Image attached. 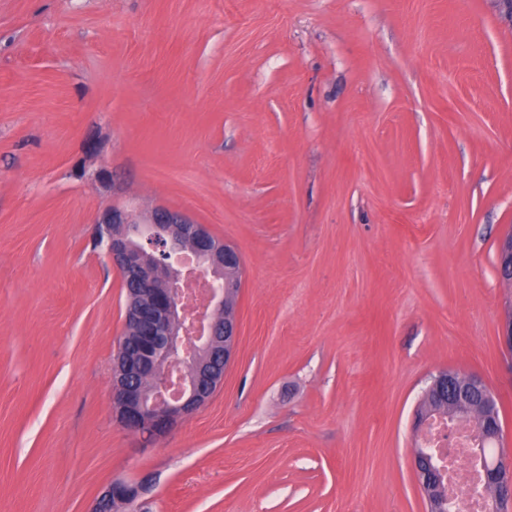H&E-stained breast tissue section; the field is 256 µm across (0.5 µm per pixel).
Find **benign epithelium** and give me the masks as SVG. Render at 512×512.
<instances>
[{
  "label": "benign epithelium",
  "instance_id": "obj_1",
  "mask_svg": "<svg viewBox=\"0 0 512 512\" xmlns=\"http://www.w3.org/2000/svg\"><path fill=\"white\" fill-rule=\"evenodd\" d=\"M93 239L105 245L127 287L125 331L136 336L120 343L112 359V415L148 447L210 400L233 360L238 315L227 289L242 287L239 253L206 225L161 205L139 210L114 203L96 216ZM497 273L512 283L511 233L499 243ZM483 386L476 375L461 380L445 371L433 377L428 388L437 398L448 392V408L416 415V432L422 433L433 415H476L482 441L499 443L501 420L486 414L496 410L493 392L484 390V413L473 408L471 394ZM475 455L485 486L495 491L494 510L512 512V454L478 448ZM412 457L427 512H439L442 487L427 479L429 471L440 473L438 461L418 443ZM146 491L143 480L114 479L102 487L89 512H122L140 505Z\"/></svg>",
  "mask_w": 512,
  "mask_h": 512
}]
</instances>
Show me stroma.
<instances>
[{
    "label": "stroma",
    "mask_w": 512,
    "mask_h": 512,
    "mask_svg": "<svg viewBox=\"0 0 512 512\" xmlns=\"http://www.w3.org/2000/svg\"><path fill=\"white\" fill-rule=\"evenodd\" d=\"M116 202L244 267L222 384L148 448L112 419ZM510 231L492 0H0V512L142 478L139 512H425L432 376L481 377L512 448ZM497 273L504 282L512 283V234L504 235L497 253Z\"/></svg>",
    "instance_id": "1"
}]
</instances>
